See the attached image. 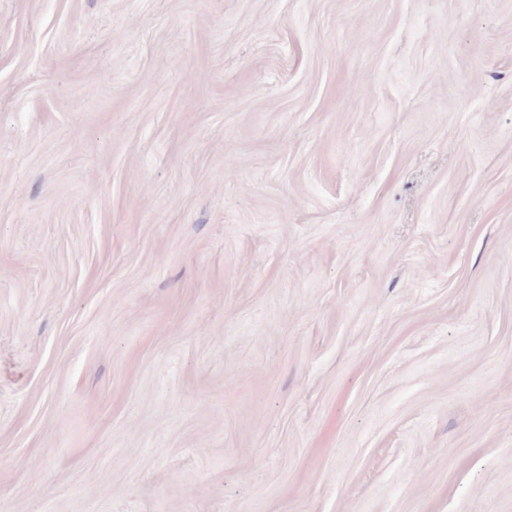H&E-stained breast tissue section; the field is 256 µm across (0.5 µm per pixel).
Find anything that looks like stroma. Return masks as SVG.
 <instances>
[{
	"label": "stroma",
	"mask_w": 512,
	"mask_h": 512,
	"mask_svg": "<svg viewBox=\"0 0 512 512\" xmlns=\"http://www.w3.org/2000/svg\"><path fill=\"white\" fill-rule=\"evenodd\" d=\"M0 512H512V0H0Z\"/></svg>",
	"instance_id": "obj_1"
}]
</instances>
